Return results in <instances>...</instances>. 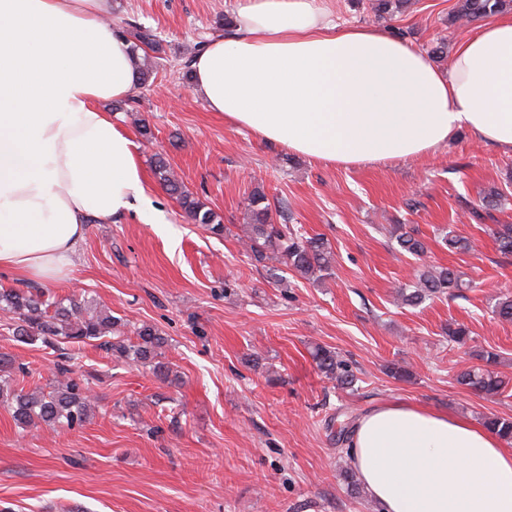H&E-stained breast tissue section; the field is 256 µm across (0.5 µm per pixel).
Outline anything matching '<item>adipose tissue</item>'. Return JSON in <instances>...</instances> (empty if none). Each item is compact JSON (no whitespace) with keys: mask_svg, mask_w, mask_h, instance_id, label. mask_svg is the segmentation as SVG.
I'll return each mask as SVG.
<instances>
[{"mask_svg":"<svg viewBox=\"0 0 512 512\" xmlns=\"http://www.w3.org/2000/svg\"><path fill=\"white\" fill-rule=\"evenodd\" d=\"M106 0H0V271L66 276L91 223L147 212L136 144L109 105L139 58ZM235 34L191 62L210 111L344 167L430 153L460 131L512 153V17L484 22L448 70L331 20L322 0H238ZM348 459L375 512H512V447L463 416L389 401L361 414Z\"/></svg>","mask_w":512,"mask_h":512,"instance_id":"1","label":"adipose tissue"}]
</instances>
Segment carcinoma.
I'll use <instances>...</instances> for the list:
<instances>
[{"label": "carcinoma", "instance_id": "carcinoma-1", "mask_svg": "<svg viewBox=\"0 0 512 512\" xmlns=\"http://www.w3.org/2000/svg\"><path fill=\"white\" fill-rule=\"evenodd\" d=\"M408 0H371V11L381 17L401 10ZM512 11V0H459L455 19L466 22L478 21L496 14ZM120 23L135 30L138 45L134 49L159 50V41L152 30L137 25L136 22L122 19ZM155 174L165 189L179 203L186 217L195 224L210 227L215 234H221L224 226L217 221L215 213L184 188L171 172L166 161L158 156L154 160ZM501 192L491 189L483 197L481 210L475 217L482 220L491 216L498 208ZM283 202L271 205L263 189L255 188L247 204V246L259 262H271L283 265L306 279H321L330 270V247L321 237H308L294 226L273 220V214L285 218ZM392 235L403 254L420 256L426 251L425 243L414 233L404 230L398 224ZM441 241L449 250L466 251L470 244L458 236L453 227L441 230ZM493 237L500 254L512 256V224H497ZM467 287L462 274L450 267H428L422 269L411 284L397 289L401 303L417 306L439 295L459 292ZM0 311L11 315L9 330L20 339L39 338L49 346L58 344H87L98 341L108 350H118L130 360L153 366L159 378L171 377L168 363L161 361L168 340L153 325H143L136 330L137 341L125 343L118 338L112 342L107 336L113 333L117 320L104 308L97 306L94 300L82 295H71L65 299L47 301L40 290L13 288L0 289ZM493 318L501 322H512V294H503L495 298L491 306ZM448 341L465 345L469 339L468 328L457 322L446 328ZM311 356L317 370L341 389L355 386L357 377L336 351L315 346ZM483 364L466 367L455 374V381L463 388L495 398L501 395L511 379L494 369L498 356L487 351L481 355ZM24 367L16 364L8 353H0V401L7 403L16 424L22 427L45 426L50 429L71 428L83 423L93 408L88 388L74 377L70 366L60 364L52 380L50 390L40 387L26 390L13 387L10 380ZM483 425L504 440L512 439V419L496 415L483 417Z\"/></svg>", "mask_w": 512, "mask_h": 512}]
</instances>
